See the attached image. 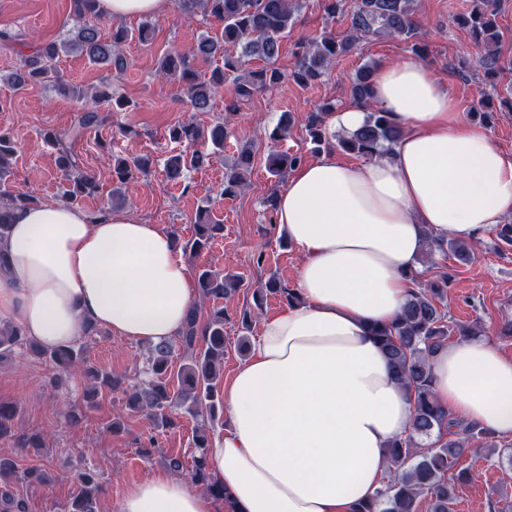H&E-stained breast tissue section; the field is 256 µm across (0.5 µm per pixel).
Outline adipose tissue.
<instances>
[{"instance_id": "obj_1", "label": "adipose tissue", "mask_w": 512, "mask_h": 512, "mask_svg": "<svg viewBox=\"0 0 512 512\" xmlns=\"http://www.w3.org/2000/svg\"><path fill=\"white\" fill-rule=\"evenodd\" d=\"M371 103L403 129L387 155L324 153L277 195L301 300L261 321L224 388L230 426L206 454L233 512H352L373 495L414 407L372 326L396 320L427 237L473 242L512 218V154L468 122L430 67L380 66ZM196 296L175 236L126 212L42 202L13 209L0 238V321L45 348L76 342L87 322L171 341ZM431 372L455 416L512 434V360L487 337L448 345ZM121 512H218V501L160 470L127 487Z\"/></svg>"}]
</instances>
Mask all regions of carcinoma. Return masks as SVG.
Wrapping results in <instances>:
<instances>
[{
    "label": "carcinoma",
    "mask_w": 512,
    "mask_h": 512,
    "mask_svg": "<svg viewBox=\"0 0 512 512\" xmlns=\"http://www.w3.org/2000/svg\"><path fill=\"white\" fill-rule=\"evenodd\" d=\"M323 2L327 20L334 22L338 17L349 16V36L338 40L324 33L314 39L297 42V63L290 77L299 86L304 88L320 81L329 66L349 53L356 41L369 34L401 38L411 43L417 57L425 58V48L418 41L413 0H356L352 4L349 0ZM476 2L483 8L463 19L462 24L469 28L478 48L475 63L486 74L494 76L501 70L498 52L501 34L491 20L496 15V0ZM95 3L96 0H72L76 25L69 30L68 37L59 44L46 43L35 47V51L24 56L8 77V82L17 91L32 83L61 86L55 60L62 50L79 53L91 64L107 66L109 73L99 88L91 93L90 103L82 109L78 123L66 130L45 132V137L57 146L56 163L64 179L62 199L75 206L97 194L98 184L93 176L80 168L72 144L104 125L106 116L101 113V104L112 106L114 112L130 106V102L115 99L108 92L112 77L110 70L120 73L125 69L122 51L125 42L137 39L147 43L153 37V24L145 21L134 30L117 27L112 31L111 41L102 40ZM177 6L184 15L191 17L200 13L221 29L220 34L203 35L187 50L169 52L159 60L158 72L161 75L168 78L177 75L184 82V93L194 110L209 111L212 100L228 78L232 79L236 94V99L224 105L228 114L237 111L239 100L273 87L284 79L278 69L271 67V62L279 55L282 39L295 27L299 8L296 0H177ZM228 46L241 48L240 54L227 52ZM216 57L222 58L223 66L216 68L209 79L199 80L194 62ZM247 58L261 60L265 66L248 71L245 65ZM373 72L374 67L366 66L356 74L351 88L355 103H367ZM331 111L332 105H324L307 118L311 140L319 147L329 143L324 122L325 115ZM401 135L402 129L392 125L385 112L374 109L367 113L365 123L359 129L338 137V144L348 153L371 158L387 152ZM168 137L175 147L165 160V176L167 181L179 183L186 172L203 164V156L196 145L207 141L216 148H222L227 132L222 121L207 129L181 123L168 129ZM13 153L12 132L8 128H0V236L8 230L6 217L10 209L19 203L34 201L30 196H15L6 189L9 159ZM304 162V154L287 151L272 152L265 159L266 168L273 177H280ZM252 164L251 149L240 146L234 162L225 167L223 196L233 197L245 186L246 173ZM151 167L152 159L145 155L120 158L112 165L113 180L120 188L147 175ZM193 228V237L186 246L194 254L209 248L224 233V225L208 209L196 212ZM437 251L445 256L451 254L462 263L469 261L473 254L471 246L463 241L438 243L430 240L422 263H434ZM241 283L242 279L237 275L211 270L198 272L196 288L199 296L204 301H214L206 322L199 321L198 308L194 307L177 342H163L151 347L144 379L127 392L126 404L130 410L144 413L154 428L173 427L176 409L203 422L215 420L217 380L224 362V306L216 304V301L236 290ZM445 283L447 279L444 278L440 284H419L410 291L393 323L372 328L395 379L413 401L414 415L409 434L387 445L389 476L386 481L369 500L358 503L353 512H420L423 502L427 503L428 512H453L458 486L473 479L470 471L460 467V461L473 451L476 444L497 446L495 439L498 435L475 424L448 418V409L441 406L433 395L430 367L433 355L447 346L454 334L473 337L481 333L476 324L461 328L448 317ZM267 293L288 303L298 299L296 289L287 287L274 277L270 278L266 288L258 291L257 306H262L263 295ZM28 345L32 342L20 327L0 326V360ZM177 347L182 350L184 363L175 370L171 357ZM38 352L48 358L59 372L85 366L86 375L94 382L84 399L87 409L97 406L100 390L116 391L123 387L121 379L88 365L87 351L82 346L71 344L53 350L40 348ZM17 417L16 405L0 402V440L14 436L13 426ZM194 447L196 453L192 457L191 478L214 497L228 499L224 487L212 480L208 473L205 449L209 447V434L206 428L197 431ZM16 475L39 484L47 479L42 467L31 466L20 471L14 458L0 455V480ZM76 481L79 490L71 500L68 512H98L102 485L97 475L90 469L81 468L76 472ZM26 510V503L17 498L8 486L0 484V512Z\"/></svg>",
    "instance_id": "1"
}]
</instances>
